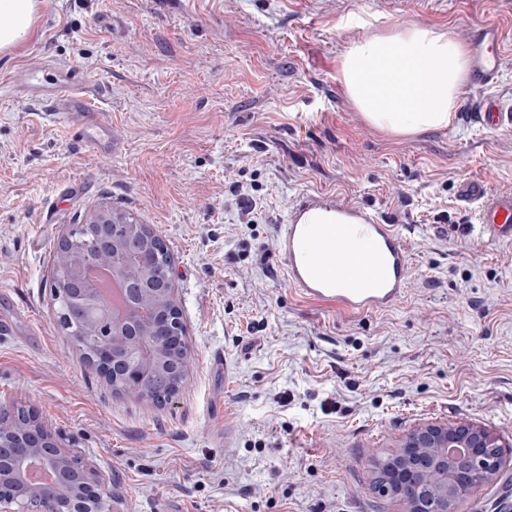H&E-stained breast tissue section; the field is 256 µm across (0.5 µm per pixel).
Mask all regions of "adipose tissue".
I'll use <instances>...</instances> for the list:
<instances>
[{
  "mask_svg": "<svg viewBox=\"0 0 512 512\" xmlns=\"http://www.w3.org/2000/svg\"><path fill=\"white\" fill-rule=\"evenodd\" d=\"M38 0H0V15L12 18L0 28V54H7L32 31ZM390 74L371 82V69ZM466 48L448 28L400 24L350 41L338 63L337 79L370 126L395 137H411L448 128L460 92L468 80Z\"/></svg>",
  "mask_w": 512,
  "mask_h": 512,
  "instance_id": "ef3b65f1",
  "label": "adipose tissue"
}]
</instances>
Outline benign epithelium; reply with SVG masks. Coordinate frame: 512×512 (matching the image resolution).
Returning <instances> with one entry per match:
<instances>
[{"mask_svg":"<svg viewBox=\"0 0 512 512\" xmlns=\"http://www.w3.org/2000/svg\"><path fill=\"white\" fill-rule=\"evenodd\" d=\"M93 251L75 260L70 277L59 281L69 307L88 317L96 328L110 324L112 336L94 349L91 369L122 377L140 398L159 405L176 396L188 371L186 325L175 296L173 265L153 262L159 232L126 223L116 211L103 208L83 225ZM109 268L122 278L119 302L123 311L107 301L109 281L99 269ZM164 348L171 354V372L160 381L155 354ZM398 464L379 466L375 490L381 496L396 494L407 512H454L448 504L467 498L480 481L496 477L504 461V446L489 429L473 423L423 424L413 429L394 453ZM32 466L50 470L53 489L29 482ZM0 484L12 487L0 496V512H59L57 497L77 488L68 512H112L110 477L81 461L75 448L41 420L34 409L24 428L0 422Z\"/></svg>","mask_w":512,"mask_h":512,"instance_id":"1","label":"benign epithelium"}]
</instances>
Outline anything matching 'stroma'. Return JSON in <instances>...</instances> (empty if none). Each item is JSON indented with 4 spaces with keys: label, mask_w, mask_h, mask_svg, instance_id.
<instances>
[{
    "label": "stroma",
    "mask_w": 512,
    "mask_h": 512,
    "mask_svg": "<svg viewBox=\"0 0 512 512\" xmlns=\"http://www.w3.org/2000/svg\"><path fill=\"white\" fill-rule=\"evenodd\" d=\"M485 21L505 34L493 92L512 102V0H42L0 55V405L33 406L111 478L118 512H406L372 464L416 426L470 421L512 447V241L480 235L455 195L476 177L512 191V128L476 124L467 84L448 128L390 137L336 79L365 31L462 41ZM31 59L88 77L122 152L73 144L14 97ZM318 192L400 229L392 308L350 316L289 287L276 239ZM104 207L172 254L190 362L162 407L114 395L56 322L57 241ZM510 499L512 454L457 512Z\"/></svg>",
    "instance_id": "obj_1"
}]
</instances>
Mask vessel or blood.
I'll list each match as a JSON object with an SVG mask.
<instances>
[{"mask_svg":"<svg viewBox=\"0 0 512 512\" xmlns=\"http://www.w3.org/2000/svg\"><path fill=\"white\" fill-rule=\"evenodd\" d=\"M468 41L473 82L489 86L502 65V31L484 22L470 30ZM14 83L19 98L50 104L69 139L102 155L116 151L111 120L93 105L73 67L40 59L19 68ZM476 119L486 128L511 127L512 109L489 97L479 105ZM457 195L461 202L477 206L481 233L512 239V192L492 196L482 180L467 179L459 184ZM353 232L364 242L362 252L337 254L329 265L308 261L311 245L329 246ZM277 254L289 285L302 297L334 303L352 315L390 308L405 292L408 257L394 225L331 195H307L289 211Z\"/></svg>","mask_w":512,"mask_h":512,"instance_id":"1","label":"vessel or blood"}]
</instances>
